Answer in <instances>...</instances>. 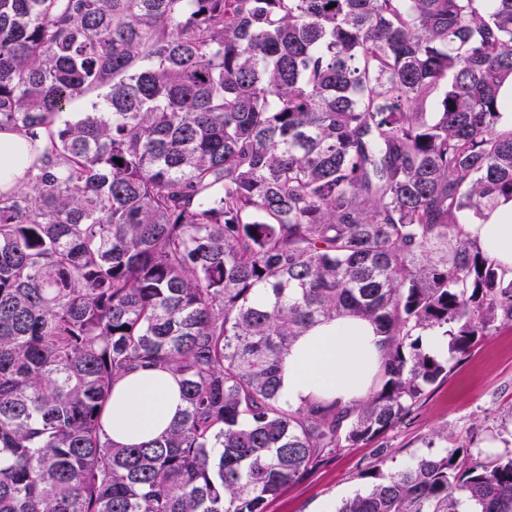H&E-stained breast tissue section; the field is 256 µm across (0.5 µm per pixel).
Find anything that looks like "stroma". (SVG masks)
I'll return each mask as SVG.
<instances>
[{
	"label": "stroma",
	"instance_id": "stroma-1",
	"mask_svg": "<svg viewBox=\"0 0 512 512\" xmlns=\"http://www.w3.org/2000/svg\"><path fill=\"white\" fill-rule=\"evenodd\" d=\"M512 453V322L497 319L429 386L402 423L371 442L340 449L268 502L266 512H337L367 492L376 452L392 473L455 447Z\"/></svg>",
	"mask_w": 512,
	"mask_h": 512
}]
</instances>
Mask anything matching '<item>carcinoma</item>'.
Masks as SVG:
<instances>
[{"instance_id":"obj_1","label":"carcinoma","mask_w":512,"mask_h":512,"mask_svg":"<svg viewBox=\"0 0 512 512\" xmlns=\"http://www.w3.org/2000/svg\"><path fill=\"white\" fill-rule=\"evenodd\" d=\"M507 84L512 0H0V129L47 137L0 193V512H265L402 422L448 374L425 332L461 355L512 321L459 222L512 200ZM348 315L377 387L283 404L292 344ZM150 365L184 413L117 446L105 404ZM458 452L337 512H512V456Z\"/></svg>"}]
</instances>
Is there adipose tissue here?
<instances>
[{
  "instance_id": "adipose-tissue-1",
  "label": "adipose tissue",
  "mask_w": 512,
  "mask_h": 512,
  "mask_svg": "<svg viewBox=\"0 0 512 512\" xmlns=\"http://www.w3.org/2000/svg\"><path fill=\"white\" fill-rule=\"evenodd\" d=\"M29 147L27 134L0 130L1 192L24 184ZM469 230L485 254L512 271V200L501 202ZM386 352L382 335L366 319L346 316L317 324L291 346L280 396L295 408L312 402L352 407L374 386ZM184 407L177 377L159 368H143L115 383L102 425L114 443L140 444L160 436Z\"/></svg>"
}]
</instances>
